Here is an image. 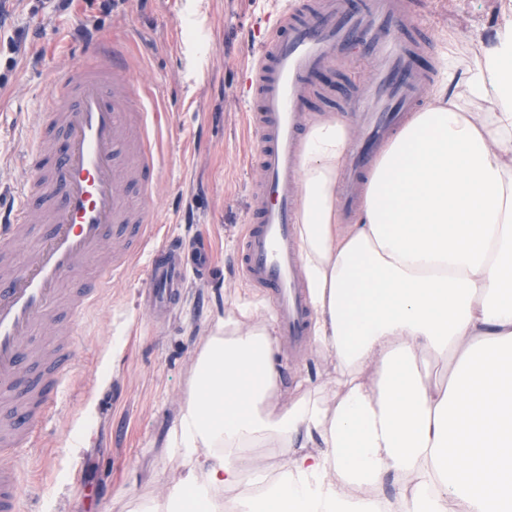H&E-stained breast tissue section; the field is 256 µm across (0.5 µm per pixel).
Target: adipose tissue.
I'll return each instance as SVG.
<instances>
[{
    "label": "adipose tissue",
    "instance_id": "ef3b65f1",
    "mask_svg": "<svg viewBox=\"0 0 512 512\" xmlns=\"http://www.w3.org/2000/svg\"><path fill=\"white\" fill-rule=\"evenodd\" d=\"M485 98L492 109L473 111ZM349 145L341 119L312 125L298 205L336 404L307 389L278 405L273 322L244 331L228 316L169 437L187 472L142 512H225L231 487L236 512H512V25L385 146L344 228ZM420 351L457 353L452 380L432 381ZM259 439L289 452L275 481L240 455Z\"/></svg>",
    "mask_w": 512,
    "mask_h": 512
}]
</instances>
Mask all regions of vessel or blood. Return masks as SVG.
Here are the masks:
<instances>
[{"label": "vessel or blood", "instance_id": "b4317fda", "mask_svg": "<svg viewBox=\"0 0 512 512\" xmlns=\"http://www.w3.org/2000/svg\"><path fill=\"white\" fill-rule=\"evenodd\" d=\"M409 5L293 0L242 70L258 178L249 188L238 274L271 302L276 332L291 353L305 345L311 317L296 228L310 76L356 57L373 65L364 93L345 107L359 126L337 178V206L349 213L361 203L380 147L426 104L435 81L414 67L417 51L431 49L433 39ZM144 87L122 44H86L79 59L52 75L19 159L28 176L12 201L0 202V408L10 414L0 422L1 455L46 445L79 368L77 320L100 307L140 255L148 262L138 299L152 319L174 315L189 281L211 279L205 243L158 234L154 202L166 160L156 147L159 109ZM19 247L26 250L21 264ZM21 509L19 472L0 468V512Z\"/></svg>", "mask_w": 512, "mask_h": 512}]
</instances>
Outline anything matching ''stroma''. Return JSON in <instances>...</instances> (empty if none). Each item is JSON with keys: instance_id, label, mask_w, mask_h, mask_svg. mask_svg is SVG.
Returning <instances> with one entry per match:
<instances>
[{"instance_id": "35a3bbf8", "label": "stroma", "mask_w": 512, "mask_h": 512, "mask_svg": "<svg viewBox=\"0 0 512 512\" xmlns=\"http://www.w3.org/2000/svg\"><path fill=\"white\" fill-rule=\"evenodd\" d=\"M416 14L435 34L422 54L436 84L449 63L464 66L480 55L494 32L512 25V0H412ZM291 0H121L115 14L99 0H8L0 29V190L16 187L14 167L25 146V124L41 111L53 69L78 55L82 24L103 38L127 42L142 64L148 92L160 103L182 101L168 115L160 143L168 157L166 187L157 202L162 233L184 232V220L211 248L219 276L215 286L189 288L178 313L153 324L135 304L146 261L114 282L100 311L79 321L75 346L78 382L94 381L92 396L72 399L46 446L14 459L26 483L23 512H139L140 507L184 477L187 467L168 446L192 379L196 356L214 326L239 306L250 307L241 329L264 323L271 307L236 274L234 256L248 222L247 189L255 178L251 145L239 96L240 72L275 16ZM25 49L11 53L10 41ZM370 72L364 58L326 69L335 98L312 97L311 120L333 117L336 100L362 87ZM279 400L299 388L321 391L335 402V369L329 356L307 347L277 354Z\"/></svg>"}]
</instances>
